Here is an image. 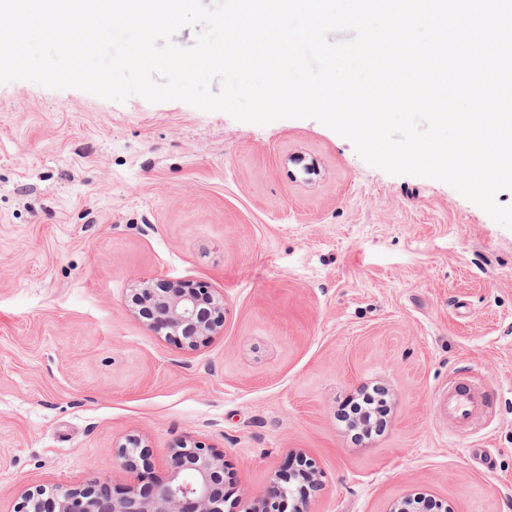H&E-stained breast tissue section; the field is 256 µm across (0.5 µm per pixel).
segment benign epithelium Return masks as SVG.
I'll use <instances>...</instances> for the list:
<instances>
[{"label":"benign epithelium","mask_w":512,"mask_h":512,"mask_svg":"<svg viewBox=\"0 0 512 512\" xmlns=\"http://www.w3.org/2000/svg\"><path fill=\"white\" fill-rule=\"evenodd\" d=\"M137 298L143 310L152 311L153 331L190 349L207 343L224 325V297L205 286L180 283L166 292L146 280ZM119 458L122 466L136 469L145 454L131 439L121 446ZM170 468L165 483L140 491L97 482L83 488L37 487L22 494L17 512H224V455L183 445L172 449ZM298 481L315 484L316 474L303 470L288 476L286 483L271 486L259 508L243 512H285Z\"/></svg>","instance_id":"benign-epithelium-1"}]
</instances>
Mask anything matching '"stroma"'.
Instances as JSON below:
<instances>
[{
	"label": "stroma",
	"mask_w": 512,
	"mask_h": 512,
	"mask_svg": "<svg viewBox=\"0 0 512 512\" xmlns=\"http://www.w3.org/2000/svg\"><path fill=\"white\" fill-rule=\"evenodd\" d=\"M146 278L222 294L223 327L196 349L156 334ZM458 376L490 407L452 435ZM366 386L390 412L356 444L338 413ZM131 436L157 484L180 443L223 454L224 512L298 456L308 512H512V229L311 118L0 84V512L136 484Z\"/></svg>",
	"instance_id": "1"
}]
</instances>
